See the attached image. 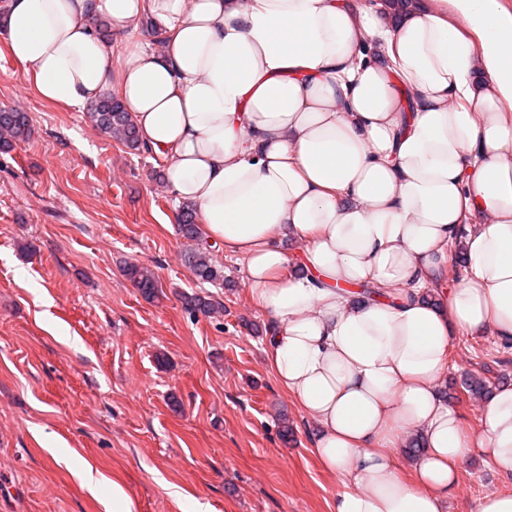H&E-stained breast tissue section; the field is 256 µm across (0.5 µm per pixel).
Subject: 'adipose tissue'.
Masks as SVG:
<instances>
[{
	"mask_svg": "<svg viewBox=\"0 0 512 512\" xmlns=\"http://www.w3.org/2000/svg\"><path fill=\"white\" fill-rule=\"evenodd\" d=\"M145 16L160 48L134 37ZM0 33L43 100L117 93L177 202L243 260L269 368L349 483L332 512H447L475 457L512 478V384L471 426L442 392L456 336L512 343L501 0H0Z\"/></svg>",
	"mask_w": 512,
	"mask_h": 512,
	"instance_id": "obj_1",
	"label": "adipose tissue"
}]
</instances>
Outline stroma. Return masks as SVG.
Segmentation results:
<instances>
[{
  "label": "stroma",
  "mask_w": 512,
  "mask_h": 512,
  "mask_svg": "<svg viewBox=\"0 0 512 512\" xmlns=\"http://www.w3.org/2000/svg\"><path fill=\"white\" fill-rule=\"evenodd\" d=\"M1 109L28 113L34 134L0 152V512H112L116 484L134 512H332L341 478L313 454V424L246 328L266 317L241 261L215 250L223 313L182 304L201 286L161 159L41 99L0 36ZM128 262L151 267L163 297L143 298ZM484 364L512 380V346L455 339L451 376ZM87 468L98 492L79 477ZM511 484L472 460L448 512H476Z\"/></svg>",
  "instance_id": "obj_1"
}]
</instances>
